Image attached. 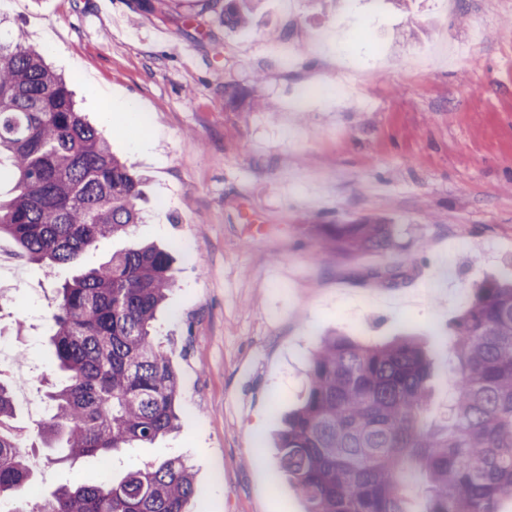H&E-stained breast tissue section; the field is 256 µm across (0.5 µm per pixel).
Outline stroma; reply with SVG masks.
Masks as SVG:
<instances>
[{"mask_svg":"<svg viewBox=\"0 0 512 512\" xmlns=\"http://www.w3.org/2000/svg\"><path fill=\"white\" fill-rule=\"evenodd\" d=\"M229 29L207 0H0V36H23L70 79L81 111L147 179L131 242L174 257L155 324L179 375L181 428L123 458L47 465L42 490L128 461L182 455L191 512H304L275 465L274 434L305 392L309 358L333 331L382 343L404 331L436 368L430 416L448 405V334L474 285L512 274V0H253ZM54 35L44 47L41 32ZM291 41L295 68L275 52ZM361 79L345 98L293 105L297 87ZM383 219L393 246L347 257L321 229ZM0 237V345L53 381L45 317L67 267L27 263ZM393 268L396 280L371 274Z\"/></svg>","mask_w":512,"mask_h":512,"instance_id":"35a3bbf8","label":"stroma"}]
</instances>
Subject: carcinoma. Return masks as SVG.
<instances>
[{"label":"carcinoma","mask_w":512,"mask_h":512,"mask_svg":"<svg viewBox=\"0 0 512 512\" xmlns=\"http://www.w3.org/2000/svg\"><path fill=\"white\" fill-rule=\"evenodd\" d=\"M247 0H224V25L244 28ZM0 236L30 262L69 265L54 289L50 344L59 370L51 414L30 440L63 460H107L180 426L172 351L151 330L176 285L170 251L148 244L84 269L82 254L141 223L143 179L79 111L66 79L20 40H0ZM336 256L393 244L389 224H336L322 232ZM448 412L426 421L432 363L423 341L382 344L321 338L307 392L276 436L278 464L305 512H500L512 499V277L472 289L448 341ZM10 385L0 380V504L28 512L32 482ZM197 489L180 456L131 465L118 479L62 485L38 512H188Z\"/></svg>","instance_id":"obj_1"}]
</instances>
